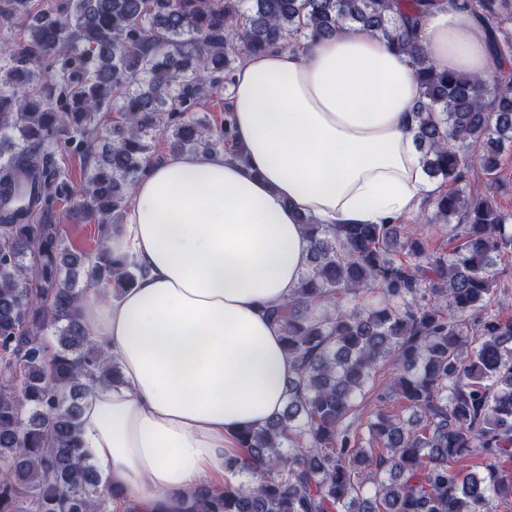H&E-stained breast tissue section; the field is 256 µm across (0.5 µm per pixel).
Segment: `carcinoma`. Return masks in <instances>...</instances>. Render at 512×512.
Instances as JSON below:
<instances>
[{"label":"carcinoma","instance_id":"obj_1","mask_svg":"<svg viewBox=\"0 0 512 512\" xmlns=\"http://www.w3.org/2000/svg\"><path fill=\"white\" fill-rule=\"evenodd\" d=\"M512 56V0H463ZM434 0H0V19L27 18L0 42V512H112L116 493L82 452L86 381H121L78 314L86 273L116 291L135 271L64 246L55 208L74 189L73 156L93 160L80 210L119 229L131 190L172 150L242 153L229 111L197 117L209 90L248 53L312 43L349 22L409 58L422 88L417 140L425 173L446 190L431 223L454 224L449 252L405 224H322L290 300L271 312L294 370L283 410L243 433L237 481L199 491L193 512H492L512 496V314L485 312L497 260L512 252V214L464 191L477 159L488 176L512 146V74L486 80L438 68L417 30ZM37 59L41 66L33 68ZM112 121L106 122L108 114ZM371 302L362 304L363 295ZM52 331L54 342L44 339ZM389 372L380 410L348 421ZM483 470L457 462L472 452Z\"/></svg>","mask_w":512,"mask_h":512}]
</instances>
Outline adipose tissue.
<instances>
[{"label":"adipose tissue","mask_w":512,"mask_h":512,"mask_svg":"<svg viewBox=\"0 0 512 512\" xmlns=\"http://www.w3.org/2000/svg\"><path fill=\"white\" fill-rule=\"evenodd\" d=\"M418 43L440 68L502 65L459 0H436ZM422 89L405 55L340 25L307 49L239 64L231 98L243 158L182 153L150 166L107 246L137 278L84 294L79 316L122 381L93 383L81 438L104 491L136 512H191L223 484L238 436L283 408L291 363L268 316L306 270L301 217L386 224L434 193L416 145Z\"/></svg>","instance_id":"ef3b65f1"}]
</instances>
